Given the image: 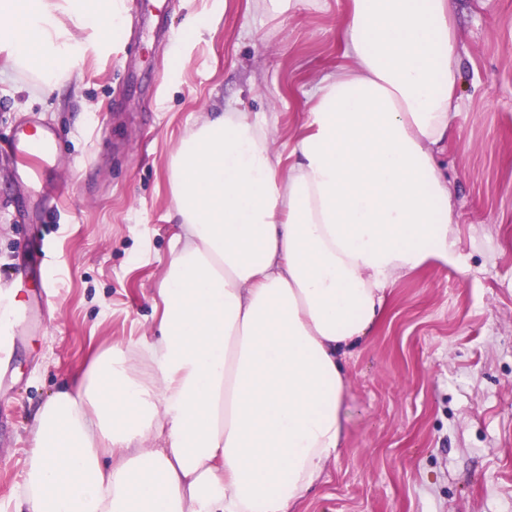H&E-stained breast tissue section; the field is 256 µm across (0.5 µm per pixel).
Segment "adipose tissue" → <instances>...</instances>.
Segmentation results:
<instances>
[{"label":"adipose tissue","mask_w":512,"mask_h":512,"mask_svg":"<svg viewBox=\"0 0 512 512\" xmlns=\"http://www.w3.org/2000/svg\"><path fill=\"white\" fill-rule=\"evenodd\" d=\"M118 0H0L14 69L89 50ZM456 0H349L346 63L289 152L273 119L205 113L171 158L176 231L151 339L112 346L35 410L15 512H295L343 443L344 358L390 286L453 264L438 155L457 131Z\"/></svg>","instance_id":"1"}]
</instances>
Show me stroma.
I'll use <instances>...</instances> for the list:
<instances>
[{
    "label": "stroma",
    "mask_w": 512,
    "mask_h": 512,
    "mask_svg": "<svg viewBox=\"0 0 512 512\" xmlns=\"http://www.w3.org/2000/svg\"><path fill=\"white\" fill-rule=\"evenodd\" d=\"M349 0H169V39L130 52L125 15L52 90L0 83V293L16 273L31 318L12 324L0 389V512H14L36 407L104 348L157 325L175 230L171 155L205 112L275 117L290 144L320 77L345 65ZM457 133L441 160L460 267L400 277L383 321L345 363L344 441L298 512H512V0H457ZM56 129L47 203L15 173L10 137L30 114Z\"/></svg>",
    "instance_id": "obj_1"
}]
</instances>
